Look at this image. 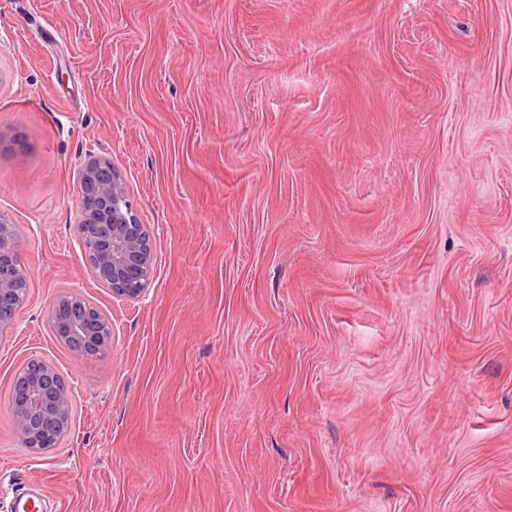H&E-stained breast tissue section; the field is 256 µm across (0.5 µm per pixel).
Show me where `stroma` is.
<instances>
[{"label": "stroma", "instance_id": "stroma-1", "mask_svg": "<svg viewBox=\"0 0 512 512\" xmlns=\"http://www.w3.org/2000/svg\"><path fill=\"white\" fill-rule=\"evenodd\" d=\"M111 158L145 298L68 234ZM0 512H512V0H0ZM111 315L75 358L43 318ZM51 360L72 429L16 433ZM20 232L16 224L0 213V298L16 293L17 283L22 278L26 285L30 271L21 264L23 273L17 267L20 261ZM43 316L57 342L77 356L88 357L87 348L97 355L112 350V318L78 290L54 295L44 306ZM74 344L84 348H72ZM31 363L40 365L38 373L29 372L28 365ZM57 376L55 366L40 358L30 359L14 374L13 385H19L22 394L14 398L11 391L10 406L21 443L27 448L29 444L33 451L54 448L71 432L72 390L65 381L52 387ZM38 418L55 419L56 425L51 429L35 426L34 420Z\"/></svg>", "mask_w": 512, "mask_h": 512}]
</instances>
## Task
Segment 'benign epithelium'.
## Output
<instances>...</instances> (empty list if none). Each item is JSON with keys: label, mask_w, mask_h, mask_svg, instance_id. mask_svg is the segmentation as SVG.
Listing matches in <instances>:
<instances>
[{"label": "benign epithelium", "mask_w": 512, "mask_h": 512, "mask_svg": "<svg viewBox=\"0 0 512 512\" xmlns=\"http://www.w3.org/2000/svg\"><path fill=\"white\" fill-rule=\"evenodd\" d=\"M78 181V217L69 233L85 259L86 272L115 299L144 297L156 274L151 228L140 223L127 200L121 173L108 158L90 155L78 170ZM18 259L19 229L0 213V298L16 293L18 281L30 277L28 269H18ZM43 316L57 342L77 356L112 350V318L78 290L54 295ZM30 362L40 365V371L31 373L26 364L16 370L14 384L20 386L21 396L10 398V406L21 443L44 451L71 432L73 395L67 383L51 384L58 376L52 363L40 358ZM38 418L54 419L56 425L38 427Z\"/></svg>", "instance_id": "7a95c632"}]
</instances>
